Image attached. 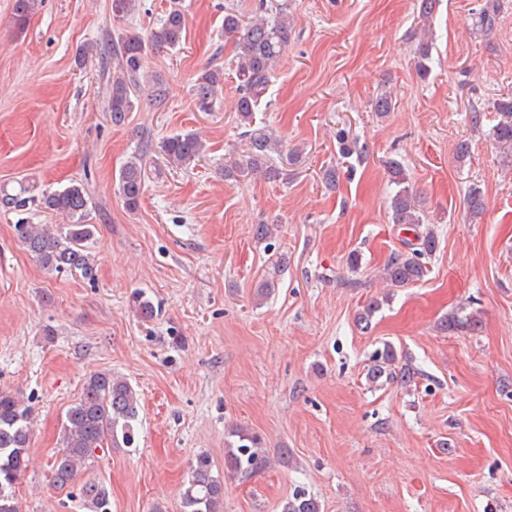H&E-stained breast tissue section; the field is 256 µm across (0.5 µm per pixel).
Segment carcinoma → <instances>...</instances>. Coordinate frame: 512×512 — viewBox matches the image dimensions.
<instances>
[{"instance_id": "obj_1", "label": "carcinoma", "mask_w": 512, "mask_h": 512, "mask_svg": "<svg viewBox=\"0 0 512 512\" xmlns=\"http://www.w3.org/2000/svg\"><path fill=\"white\" fill-rule=\"evenodd\" d=\"M40 0H14L13 20L20 32L27 28ZM186 24L183 13L173 8L160 26L145 39L134 31H126L112 39V73L107 76V111L115 125L125 122L135 108L142 91L141 66L144 56L156 49H175L182 43ZM242 35V54L237 65L239 95L236 112L241 124L253 123L258 101L264 96L271 74L281 59L292 36L287 11L256 19L242 27V19L230 9L224 13V36ZM224 76L218 70L200 75L193 86L199 109L211 110L222 90ZM496 123L489 135L505 154L512 155V96L493 103ZM246 168L262 170L275 180L280 172L267 165L269 153L278 151V141L270 129H249ZM170 164L189 166L200 160L205 145L194 134L175 135L162 146ZM392 183L398 190L391 198L392 222L418 227L425 223L422 211L410 188L404 167L396 160L388 161ZM146 184V151L130 156L119 173L118 194L130 213L138 211ZM89 196L84 186L71 185L62 190L33 194L32 188L19 185L13 193L0 189V210L25 212L34 207L63 215L67 223L51 231L44 224H16L15 235L22 247L49 273L78 272L93 278V258L88 243L94 237L95 225L87 223ZM438 246L437 235L427 227L416 232V242L405 251H395L383 267L385 279L393 287L402 288L424 280L429 274L428 260ZM138 317L152 320L157 314L153 300L144 293L134 296ZM139 400L131 384L110 373H95L83 385L79 399L65 414L60 448L51 462L54 482L61 488L72 484L79 473L89 469L96 451L131 444L134 441ZM33 408L16 393L0 389V512H20L13 488L30 464V437ZM238 442L224 456L227 469L251 475L269 465L256 435L237 433ZM86 512H111L107 490L95 482L81 487ZM224 500V478L212 471L207 456L196 458L183 483L180 512H219ZM282 512H320L318 502L305 491H296L285 502Z\"/></svg>"}]
</instances>
